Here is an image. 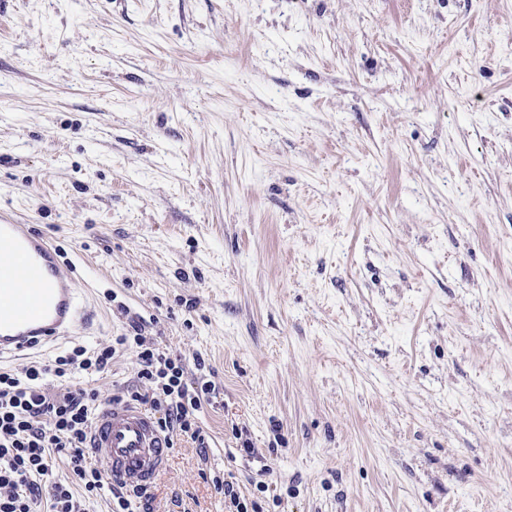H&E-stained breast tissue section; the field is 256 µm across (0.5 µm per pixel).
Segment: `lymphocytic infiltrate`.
Listing matches in <instances>:
<instances>
[{"label": "lymphocytic infiltrate", "instance_id": "obj_1", "mask_svg": "<svg viewBox=\"0 0 512 512\" xmlns=\"http://www.w3.org/2000/svg\"><path fill=\"white\" fill-rule=\"evenodd\" d=\"M135 347L137 376L145 391L132 392V401L150 405L159 426L170 436L204 437L196 413L209 386L190 392L181 358L160 351L142 334L139 322L114 343L87 351L75 347L48 364L32 365L22 372H0V512H34L38 500L48 499L50 512H83L82 495L93 496L106 482L102 469L86 461V434L99 404L95 390L66 388L49 393L47 376L58 378L107 371L117 347ZM67 454L71 476L49 480L57 454Z\"/></svg>", "mask_w": 512, "mask_h": 512}]
</instances>
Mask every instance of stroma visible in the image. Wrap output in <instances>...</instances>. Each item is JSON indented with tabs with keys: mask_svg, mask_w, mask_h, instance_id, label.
I'll use <instances>...</instances> for the list:
<instances>
[{
	"mask_svg": "<svg viewBox=\"0 0 512 512\" xmlns=\"http://www.w3.org/2000/svg\"><path fill=\"white\" fill-rule=\"evenodd\" d=\"M0 220L90 314L0 370L213 386L134 512H512V0H6ZM129 327L128 333L115 338V344L135 346L140 366L137 376L147 385L143 393L132 392L130 399L149 404L160 415L157 418L159 426L172 440L174 436H187L205 450V438L198 426L196 412L201 406L202 393L210 392L209 386L204 384L201 392L191 393L184 381L183 360L160 351L155 342L147 340L139 322L132 320Z\"/></svg>",
	"mask_w": 512,
	"mask_h": 512,
	"instance_id": "35a3bbf8",
	"label": "stroma"
}]
</instances>
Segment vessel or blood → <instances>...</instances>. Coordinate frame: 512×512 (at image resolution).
<instances>
[{
  "label": "vessel or blood",
  "mask_w": 512,
  "mask_h": 512,
  "mask_svg": "<svg viewBox=\"0 0 512 512\" xmlns=\"http://www.w3.org/2000/svg\"><path fill=\"white\" fill-rule=\"evenodd\" d=\"M86 319L75 270L52 239L0 222V357L22 356L66 337ZM87 446L104 461L109 485L129 491L156 486L169 464L168 436L131 403L104 402Z\"/></svg>",
  "instance_id": "obj_1"
}]
</instances>
